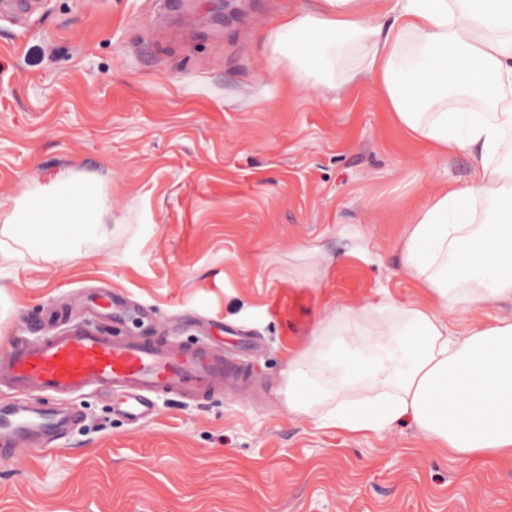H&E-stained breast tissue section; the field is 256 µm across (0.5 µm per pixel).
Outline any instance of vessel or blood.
I'll return each instance as SVG.
<instances>
[{"instance_id": "vessel-or-blood-1", "label": "vessel or blood", "mask_w": 512, "mask_h": 512, "mask_svg": "<svg viewBox=\"0 0 512 512\" xmlns=\"http://www.w3.org/2000/svg\"><path fill=\"white\" fill-rule=\"evenodd\" d=\"M13 402L0 405V458L24 441L49 450L74 424L71 413L44 408L43 397H71L88 390L122 395L132 421L147 419L164 395L202 402L223 392L230 374L220 351L161 339L118 338L96 326L71 328L23 340L0 354Z\"/></svg>"}]
</instances>
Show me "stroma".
<instances>
[{"mask_svg":"<svg viewBox=\"0 0 512 512\" xmlns=\"http://www.w3.org/2000/svg\"><path fill=\"white\" fill-rule=\"evenodd\" d=\"M162 2L0 11V211L62 176H96L111 204L73 257L0 265V352L103 325L87 297L117 292L143 316L115 334L207 344L244 380L138 423L115 393L60 398L77 426L0 460V512H512V461L462 460L409 421L350 438L280 393L317 322L416 300L405 223L475 159L408 138L373 83L270 73L263 34L314 0H236L225 28L213 0Z\"/></svg>","mask_w":512,"mask_h":512,"instance_id":"35a3bbf8","label":"stroma"}]
</instances>
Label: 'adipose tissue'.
<instances>
[{
	"instance_id": "obj_1",
	"label": "adipose tissue",
	"mask_w": 512,
	"mask_h": 512,
	"mask_svg": "<svg viewBox=\"0 0 512 512\" xmlns=\"http://www.w3.org/2000/svg\"><path fill=\"white\" fill-rule=\"evenodd\" d=\"M270 68L297 81L337 75V91L379 88L395 123L435 156L466 150L470 184H442L398 243L422 296L347 308L288 358V407L348 436L403 420L463 458L512 459V312L462 333L448 315L512 305V0H319L267 32ZM108 200L65 178L0 213V263L72 257ZM365 383L369 394L349 396Z\"/></svg>"
}]
</instances>
